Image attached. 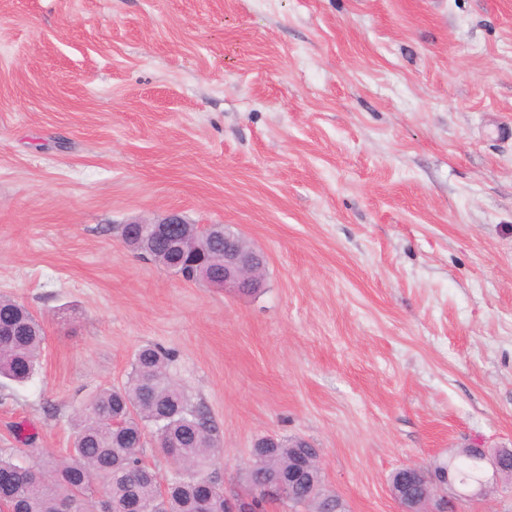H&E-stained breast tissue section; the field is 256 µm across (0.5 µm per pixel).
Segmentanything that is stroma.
I'll list each match as a JSON object with an SVG mask.
<instances>
[{
    "label": "stroma",
    "instance_id": "1",
    "mask_svg": "<svg viewBox=\"0 0 512 512\" xmlns=\"http://www.w3.org/2000/svg\"><path fill=\"white\" fill-rule=\"evenodd\" d=\"M512 0H0V294L46 333L0 448L65 455L142 346L220 427L320 450L347 512L512 448ZM177 211L266 258L244 296L142 260Z\"/></svg>",
    "mask_w": 512,
    "mask_h": 512
}]
</instances>
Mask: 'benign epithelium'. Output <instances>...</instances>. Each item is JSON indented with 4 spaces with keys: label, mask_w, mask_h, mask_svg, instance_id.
I'll return each mask as SVG.
<instances>
[{
    "label": "benign epithelium",
    "mask_w": 512,
    "mask_h": 512,
    "mask_svg": "<svg viewBox=\"0 0 512 512\" xmlns=\"http://www.w3.org/2000/svg\"><path fill=\"white\" fill-rule=\"evenodd\" d=\"M209 231L212 238H224V279L211 281L214 288L231 289L239 294H252L264 286L254 278V270L265 266L264 254L255 249L244 248V238L229 224H211L199 227ZM123 242L143 251H154L155 243L168 242L166 252L167 268H177L181 261L191 260L195 265L204 262V241L187 229V221L177 212H170L155 221H140L121 227ZM469 457L479 464L477 476L471 481H462L438 470L426 472L416 464L402 468L408 476H417L423 484L419 499L406 496L403 487L390 489L400 506V512H418L419 500L427 503V512H457L459 501L467 498L486 497L497 485L498 473L505 464L512 461V448H501L495 453L489 449L474 446L469 448ZM492 469L493 481L485 477L486 469ZM310 499L323 503L324 512H341L339 497L325 494L319 484L309 483ZM288 500V487L282 482L268 483L258 491L235 494L224 493V512H265L266 505L273 501Z\"/></svg>",
    "instance_id": "1"
}]
</instances>
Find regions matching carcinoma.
I'll use <instances>...</instances> for the list:
<instances>
[{
  "label": "carcinoma",
  "instance_id": "1",
  "mask_svg": "<svg viewBox=\"0 0 512 512\" xmlns=\"http://www.w3.org/2000/svg\"><path fill=\"white\" fill-rule=\"evenodd\" d=\"M224 241L210 246L209 273L224 276ZM44 328L33 312L9 297H0V377L17 383L30 381L40 365ZM176 355L161 346L140 349L127 383L94 395L88 414L75 425L68 457L37 455L18 460L0 449V469L16 478L3 500L19 512H224L219 475L211 476L213 491L188 478L171 477L166 495L157 488V474L143 461L146 426L154 428L160 448L199 475L217 466L219 428L203 408L170 376ZM292 448H269L252 460L245 481L260 486L273 478L288 479L309 450L292 439ZM452 474L471 477L475 462L456 450L448 457Z\"/></svg>",
  "mask_w": 512,
  "mask_h": 512
}]
</instances>
